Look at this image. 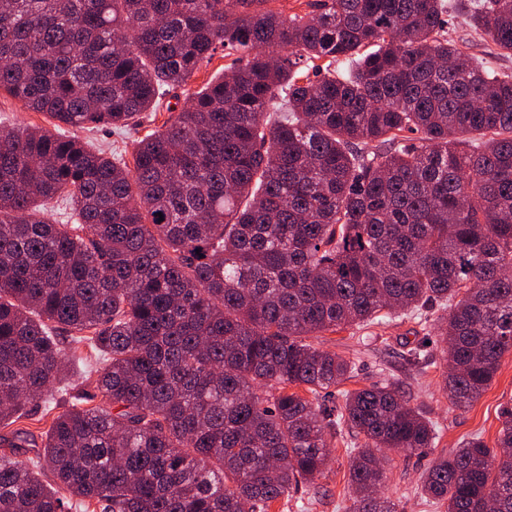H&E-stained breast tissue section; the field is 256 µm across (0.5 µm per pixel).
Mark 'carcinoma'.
<instances>
[{"label":"carcinoma","instance_id":"obj_1","mask_svg":"<svg viewBox=\"0 0 512 512\" xmlns=\"http://www.w3.org/2000/svg\"><path fill=\"white\" fill-rule=\"evenodd\" d=\"M268 2L0 0V92L56 128L0 132V428L70 396L42 447L0 435V512H266L345 428L347 512H398L380 449L434 424L391 385L326 404L354 367L306 338L447 308L458 408L512 351V74L448 40L453 0ZM469 18L512 54V0ZM221 49L133 167L68 134L140 125ZM59 328L97 352L102 404L69 395ZM498 448L437 457L422 491L512 512L511 409Z\"/></svg>","mask_w":512,"mask_h":512}]
</instances>
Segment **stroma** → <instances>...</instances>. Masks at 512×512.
<instances>
[{
  "instance_id": "stroma-1",
  "label": "stroma",
  "mask_w": 512,
  "mask_h": 512,
  "mask_svg": "<svg viewBox=\"0 0 512 512\" xmlns=\"http://www.w3.org/2000/svg\"><path fill=\"white\" fill-rule=\"evenodd\" d=\"M225 63L223 54H216L186 86L178 89L168 108L145 113L138 127L117 132L112 127L100 126L79 130L78 135L92 148H102L122 156L123 160H131L136 140L161 128L169 118L170 109L183 107L191 94L210 79L219 77ZM443 315V310L438 308L424 310L419 315L399 313L380 325L327 331L311 338L315 346L353 363L354 376L347 381V388L395 385L410 406L418 408L433 422L437 433L434 447L421 454L395 451L388 454L383 494L396 504L398 512H445L444 507L422 497L421 475L434 458L460 447L470 438H481L488 447H495L502 411L512 407V351L502 356L490 387L462 409L454 408L442 389L446 367L439 347H430L426 361H409V350L423 337L437 336ZM351 438L347 431L330 438L324 476L277 500L269 512H345L352 490L347 485L350 457L344 443Z\"/></svg>"
}]
</instances>
